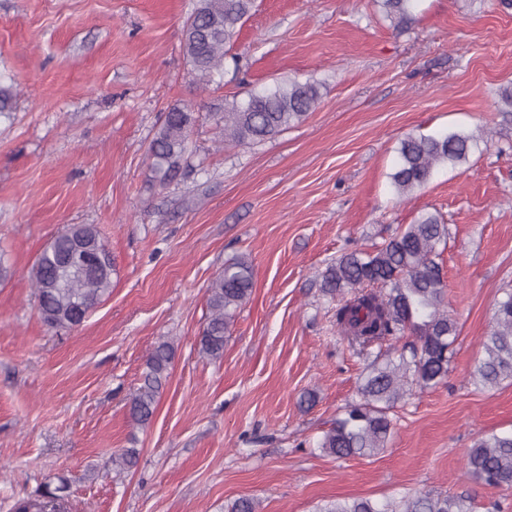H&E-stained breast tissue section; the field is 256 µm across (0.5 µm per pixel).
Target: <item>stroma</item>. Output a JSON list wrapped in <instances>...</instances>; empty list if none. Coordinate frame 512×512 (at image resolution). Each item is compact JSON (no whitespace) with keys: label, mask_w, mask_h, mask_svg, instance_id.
Returning <instances> with one entry per match:
<instances>
[{"label":"stroma","mask_w":512,"mask_h":512,"mask_svg":"<svg viewBox=\"0 0 512 512\" xmlns=\"http://www.w3.org/2000/svg\"><path fill=\"white\" fill-rule=\"evenodd\" d=\"M193 0H0V512L67 479L69 512H316L336 500L423 491L472 497L462 453L512 430V382L471 373L497 299L512 290V8L416 0L394 30L375 0H256L234 60L200 82L182 49ZM317 83L319 107L264 142H224L217 114L246 91ZM197 122L183 173L152 177L171 107ZM465 131L468 161L410 198L390 175L411 133ZM449 227L445 305L458 327L446 384L398 403L386 449L339 459L317 442L357 400L366 363L319 291L327 265L421 212ZM70 224L98 227L112 293L72 330L40 321L31 268ZM254 268L224 355L198 352L207 288L226 259ZM176 349L148 427L128 405L148 353ZM311 408L300 405L305 392ZM139 451L123 469L112 458Z\"/></svg>","instance_id":"35a3bbf8"}]
</instances>
